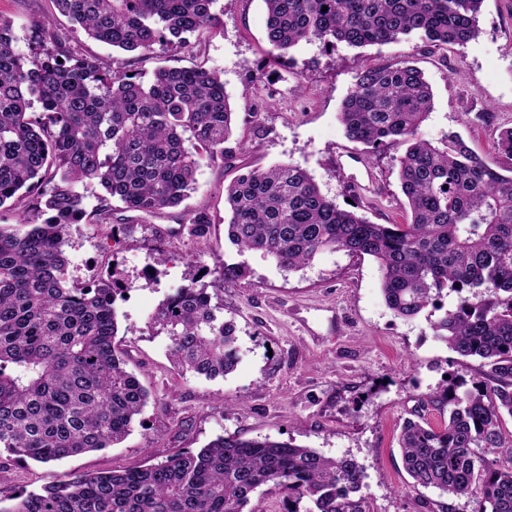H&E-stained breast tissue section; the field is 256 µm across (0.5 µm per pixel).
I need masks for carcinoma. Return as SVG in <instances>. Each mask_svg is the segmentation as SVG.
Returning a JSON list of instances; mask_svg holds the SVG:
<instances>
[{
	"instance_id": "1",
	"label": "carcinoma",
	"mask_w": 512,
	"mask_h": 512,
	"mask_svg": "<svg viewBox=\"0 0 512 512\" xmlns=\"http://www.w3.org/2000/svg\"><path fill=\"white\" fill-rule=\"evenodd\" d=\"M87 38L115 51L156 44L190 46L217 31L216 0H52ZM269 53L285 59L301 42L326 51L418 36L463 46L478 33L484 0H263ZM327 11H322V7ZM32 48H16L0 17V452L49 463L121 442L150 393L126 368L115 342V303L126 285L117 272L92 286L68 276V228L86 216L81 189L105 191L97 223L115 208L154 216L195 190L203 165L224 160L233 112L221 76L199 66L160 67L152 79L77 54L50 18L31 23ZM431 86L410 62L362 68L343 102L346 137L373 152L404 145L398 158L408 224H375L326 197L292 164L249 169L224 189L226 235L241 257L260 253L299 270L321 252L371 257L386 306L413 318L443 295L456 304L431 324L462 358L481 360L471 387L445 381L407 419L399 444L412 488L472 512H512V168L486 164L448 133L434 146L420 136L432 110ZM194 233L210 223L192 211ZM248 274L223 263L205 284L192 276L151 316L183 370L207 379L231 373L236 334L224 321L223 288ZM448 409L433 427L423 411ZM363 470L292 441L219 436L203 448L143 468L60 480L40 493L4 500L0 512H263L281 494L288 512H363Z\"/></svg>"
}]
</instances>
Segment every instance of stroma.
<instances>
[{
  "label": "stroma",
  "mask_w": 512,
  "mask_h": 512,
  "mask_svg": "<svg viewBox=\"0 0 512 512\" xmlns=\"http://www.w3.org/2000/svg\"><path fill=\"white\" fill-rule=\"evenodd\" d=\"M50 0H0L11 18L17 47L29 53L31 19L49 13ZM222 31L203 32L190 45L155 46L153 52L118 54L86 38L66 18L60 32L82 55L119 59L125 69L151 77L160 67L202 65L218 72L235 114L226 143L231 158L204 166L197 189L181 207L149 216L129 236L86 219L71 225L65 248L72 279L83 282L117 269L132 285L117 303V342L128 367L150 398L125 440L113 447L56 462H19L0 455V497L40 491L63 475L147 466L205 446L221 435L293 440L331 457H351L364 470L358 493L363 512H439L437 491L410 488L398 446L403 422L445 377L470 379L481 369L434 338L426 308L405 320L387 308L376 261L323 252L288 271L258 253L247 255L248 276L224 286V319L233 323L239 363L225 377L181 372L168 336L153 334L158 305L184 283L185 255L213 274L237 261L225 226L224 188L242 165L294 164L321 192L375 224H401L407 216L398 158L403 149L369 155L347 139L342 103L364 64L413 61L433 92L423 139L440 144L458 133L492 167H512L498 153L501 128L512 126V0H484L478 35L463 46L431 47L420 40L330 52L301 43L287 64L270 61L263 0H217ZM373 172L375 203L356 198L354 182ZM205 208L211 222L192 234L189 210Z\"/></svg>",
  "instance_id": "obj_1"
}]
</instances>
